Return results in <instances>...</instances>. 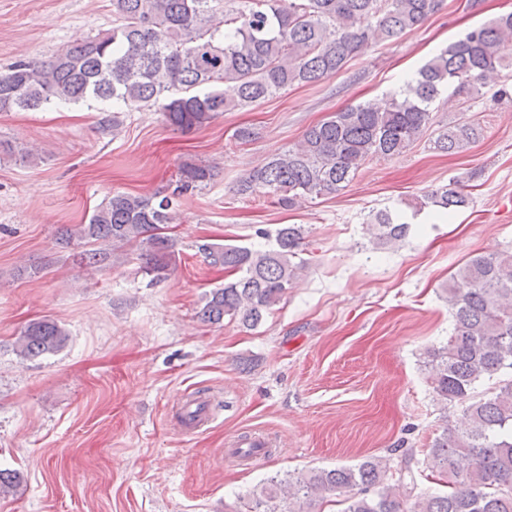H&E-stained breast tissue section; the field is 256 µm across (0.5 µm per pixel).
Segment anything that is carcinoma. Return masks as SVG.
Wrapping results in <instances>:
<instances>
[{"label":"carcinoma","instance_id":"obj_1","mask_svg":"<svg viewBox=\"0 0 512 512\" xmlns=\"http://www.w3.org/2000/svg\"><path fill=\"white\" fill-rule=\"evenodd\" d=\"M441 0H112V28L78 39L44 61L19 60L0 73V112L38 109L93 99L103 104L162 112L189 132L217 115L258 103L293 85L334 75L372 43L392 40L423 24ZM512 69V12L466 32L434 55L411 80L382 102L334 112L308 128L293 148L251 170L238 192L291 205L298 198L334 195L363 166L402 154L432 125L434 104L451 89L470 99ZM233 85L224 97L221 86ZM483 134L478 121L451 122L434 148L458 153ZM208 166L187 162L172 195L116 193L86 224L61 242L90 245L89 266L109 258L107 247L140 251L146 273L176 266L173 198L212 179ZM450 213L468 195L441 187L420 207ZM409 229L391 213L370 224L376 243L395 246ZM301 227L285 224L265 250L203 243L209 265L238 274L213 289L198 311L205 323L239 318L259 325L292 287L304 262ZM453 325L447 344L427 351L435 394L463 408L461 425L446 429L429 448L447 491L415 493L409 466L393 473L389 460L369 457L355 466L314 470L267 480L243 512H282L283 500L309 506L332 503L338 512H512V250L470 258L448 280ZM68 340L53 319L28 323L15 341L24 359L59 352ZM495 381L483 396L477 383Z\"/></svg>","mask_w":512,"mask_h":512}]
</instances>
